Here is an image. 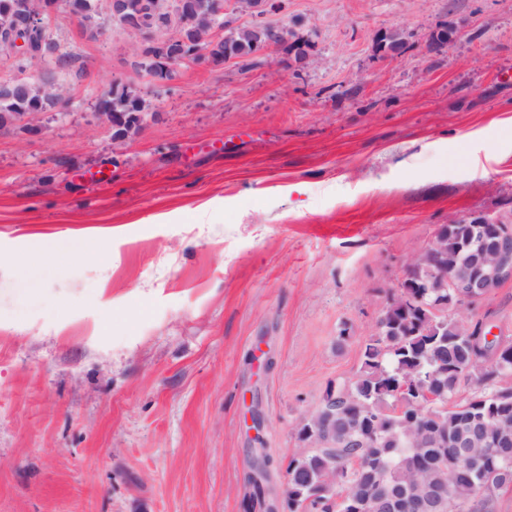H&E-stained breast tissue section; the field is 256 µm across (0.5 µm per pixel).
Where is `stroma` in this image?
Segmentation results:
<instances>
[{
    "label": "stroma",
    "mask_w": 512,
    "mask_h": 512,
    "mask_svg": "<svg viewBox=\"0 0 512 512\" xmlns=\"http://www.w3.org/2000/svg\"><path fill=\"white\" fill-rule=\"evenodd\" d=\"M282 3L264 20L303 61L158 83L108 13L90 39L64 9L67 66L0 59L66 98L0 127V512H267L256 460L283 485L409 259L448 219L512 215V0ZM115 83L148 104L120 140L95 113ZM457 315L512 336V281Z\"/></svg>",
    "instance_id": "35a3bbf8"
}]
</instances>
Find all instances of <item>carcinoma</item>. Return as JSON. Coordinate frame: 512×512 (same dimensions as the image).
<instances>
[{
	"label": "carcinoma",
	"mask_w": 512,
	"mask_h": 512,
	"mask_svg": "<svg viewBox=\"0 0 512 512\" xmlns=\"http://www.w3.org/2000/svg\"><path fill=\"white\" fill-rule=\"evenodd\" d=\"M227 30L217 62L261 49ZM0 90V125L28 109L51 112L61 90L51 82L11 80ZM111 111L136 123L145 100L124 88L104 91ZM448 252L435 262L460 264L469 224L442 225ZM407 294L393 295L365 339L356 377L329 387L310 413L319 434L306 423L298 439L311 445L305 461L288 463L282 492L285 512H389L400 497L421 508L418 483L437 493L436 512H494L496 492L512 486V339L494 361L465 335L454 307H470L448 283L430 287L423 264L406 272ZM470 393L462 396L463 390ZM466 447H460V444Z\"/></svg>",
	"instance_id": "cac0c4a2"
}]
</instances>
